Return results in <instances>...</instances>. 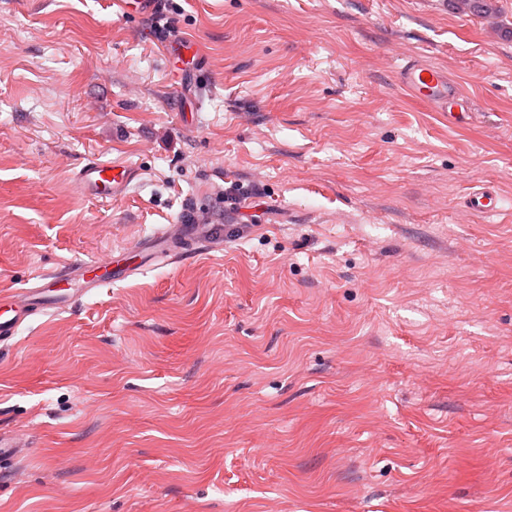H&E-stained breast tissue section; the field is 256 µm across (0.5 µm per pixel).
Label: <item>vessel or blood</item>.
I'll list each match as a JSON object with an SVG mask.
<instances>
[{
  "instance_id": "b4317fda",
  "label": "vessel or blood",
  "mask_w": 512,
  "mask_h": 512,
  "mask_svg": "<svg viewBox=\"0 0 512 512\" xmlns=\"http://www.w3.org/2000/svg\"><path fill=\"white\" fill-rule=\"evenodd\" d=\"M402 87L412 96L431 105L442 113L449 126L466 125L468 111L457 86L452 84L439 68L417 61L406 64L400 71ZM133 163L122 158L103 160L87 159L74 173V187L87 198L121 196L127 185L136 177ZM500 198L476 189L465 198L466 209L477 216L496 212ZM224 228L219 224H190L182 244H174L167 228H159L140 246V257L158 256L178 264L189 255L202 254L211 244L221 242ZM141 270L137 264H122L114 273L96 274L92 265L65 262L53 270L39 275L27 287L0 296V345L14 340L20 328L36 314L63 311L77 299L93 293L110 282L112 277H129ZM25 444L13 435L0 433V473L13 467L24 455Z\"/></svg>"
}]
</instances>
